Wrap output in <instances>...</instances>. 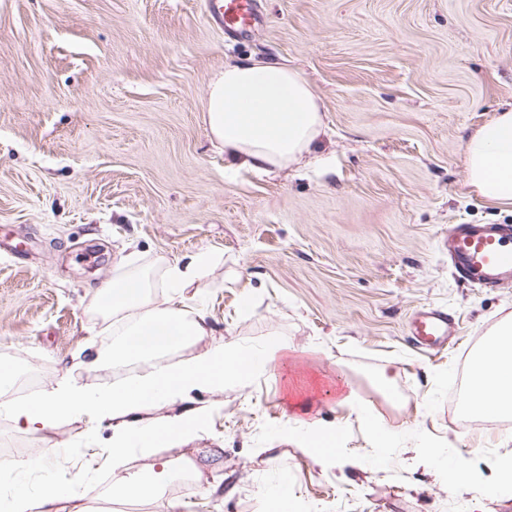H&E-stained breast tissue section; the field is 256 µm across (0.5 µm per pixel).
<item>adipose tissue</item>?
Segmentation results:
<instances>
[{"instance_id": "ef3b65f1", "label": "adipose tissue", "mask_w": 512, "mask_h": 512, "mask_svg": "<svg viewBox=\"0 0 512 512\" xmlns=\"http://www.w3.org/2000/svg\"><path fill=\"white\" fill-rule=\"evenodd\" d=\"M204 121L233 170L269 172L298 164L325 131L320 100L299 72L252 59L225 63L211 77ZM465 164L468 183L480 196L512 205V105L467 137ZM223 260V254L212 249L185 261L157 259L147 264L134 254L121 258L91 305L95 318L108 323L113 340L79 367L97 372L133 365L137 374L87 384L66 373L20 397L15 361L0 359V418L33 435L71 420L111 429L105 458L113 478L107 490L111 498L148 501L163 496L178 477L199 479L195 462L174 464L158 460L157 454L195 439L206 411L171 415L168 407L199 391L220 396L227 386L247 385L279 353L273 344L253 349L223 341L182 357V350L211 333L202 310L188 303L186 290ZM340 403L357 412L376 447L397 448L407 441L406 431L388 427L359 404L355 392H348ZM464 408L475 418L512 419V318L489 335L471 361ZM502 443L510 451L499 457L493 481L479 484L468 469L450 468L449 488L471 484L482 499L512 493V434ZM132 452L145 461L135 471L127 467ZM38 465L35 458L0 457V480L12 482L7 512H64L66 502L80 498L86 480L81 472L61 484L29 489L27 476Z\"/></svg>"}]
</instances>
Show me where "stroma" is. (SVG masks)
I'll return each instance as SVG.
<instances>
[{
  "label": "stroma",
  "instance_id": "obj_1",
  "mask_svg": "<svg viewBox=\"0 0 512 512\" xmlns=\"http://www.w3.org/2000/svg\"><path fill=\"white\" fill-rule=\"evenodd\" d=\"M264 22L227 40L204 0H0V357L38 389L72 367L92 334L90 304L129 252L144 262L216 249L224 264L186 291L214 341L283 347L275 368L221 398L200 438L160 449L193 460L199 489L117 512H273L258 488L287 477L294 512H512V496L476 500L444 472L374 460L359 401L393 429L451 449L494 476L505 433L449 403L486 334L512 317V284L486 287L452 267L457 224L512 225V205L467 184L464 142L512 104V0H257ZM276 61L322 102L326 134L301 164L226 169L202 118L225 62ZM253 291V307L240 303ZM438 307L447 345L424 353L409 322ZM388 375L394 396L375 379ZM339 428V455L313 462L294 414ZM90 443H83L85 434ZM82 441L87 503L111 481L109 433L86 421L33 436L0 418V449L29 457Z\"/></svg>",
  "mask_w": 512,
  "mask_h": 512
}]
</instances>
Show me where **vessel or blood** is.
Masks as SVG:
<instances>
[{
  "label": "vessel or blood",
  "mask_w": 512,
  "mask_h": 512,
  "mask_svg": "<svg viewBox=\"0 0 512 512\" xmlns=\"http://www.w3.org/2000/svg\"><path fill=\"white\" fill-rule=\"evenodd\" d=\"M208 21L228 34L248 32L261 22L257 0H205ZM458 273L477 284L512 280V232L497 224H463L452 228L445 240ZM411 330L418 343H442L449 330L445 313L433 308L417 312Z\"/></svg>",
  "instance_id": "b4317fda"
}]
</instances>
